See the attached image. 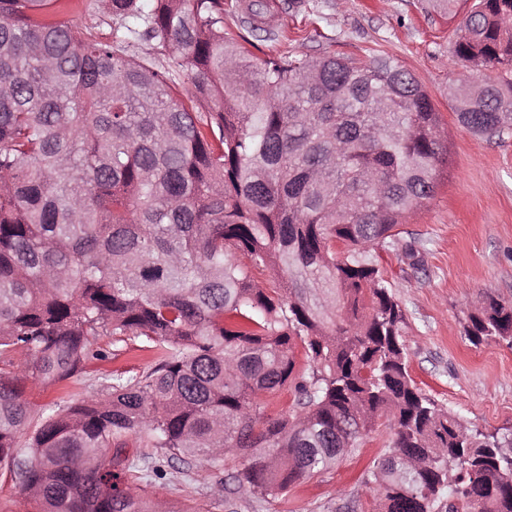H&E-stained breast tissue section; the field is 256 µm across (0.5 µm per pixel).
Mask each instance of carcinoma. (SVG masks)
Masks as SVG:
<instances>
[{"instance_id": "1", "label": "carcinoma", "mask_w": 512, "mask_h": 512, "mask_svg": "<svg viewBox=\"0 0 512 512\" xmlns=\"http://www.w3.org/2000/svg\"><path fill=\"white\" fill-rule=\"evenodd\" d=\"M80 7L0 0V475L29 512H172L136 483L161 476L159 457L238 459L236 491L275 500L379 421L376 512H512V433L470 430L416 385L379 266L415 256L395 228L447 166L415 76L377 54L259 58L224 27V0H105L110 37L75 26ZM473 8L453 55L503 74L479 97L452 86L455 114L499 136L512 0ZM271 9L244 7L254 28ZM465 332L512 346V304L487 297ZM101 336L160 356L32 409L25 382L109 359ZM286 388L297 412L266 415L257 398ZM133 433L157 456H129Z\"/></svg>"}]
</instances>
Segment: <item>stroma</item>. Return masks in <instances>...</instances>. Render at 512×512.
I'll list each match as a JSON object with an SVG mask.
<instances>
[{
  "label": "stroma",
  "instance_id": "35a3bbf8",
  "mask_svg": "<svg viewBox=\"0 0 512 512\" xmlns=\"http://www.w3.org/2000/svg\"><path fill=\"white\" fill-rule=\"evenodd\" d=\"M267 21L281 35L245 32L255 54L291 49L312 57L389 55L409 69L429 94L447 131L448 169L436 194L403 225L400 238L414 242L419 265L402 252L380 259L385 279L405 313L409 372L418 387L471 430L512 433V347L473 344L463 324L469 304L491 296L512 302V132L486 139L459 125L449 94L451 80L496 78L493 68L462 69L451 50L455 29L470 8L454 13L439 0H279ZM151 352L122 347L118 356L91 363L65 388L27 383L34 408L89 396L109 373L139 374L153 366ZM391 442L378 424L356 450L321 474L295 482L286 497L264 501L219 491L240 469L237 460L212 467L202 459L166 465L165 475L143 479V494L162 492L172 512H373L363 482Z\"/></svg>",
  "mask_w": 512,
  "mask_h": 512
}]
</instances>
